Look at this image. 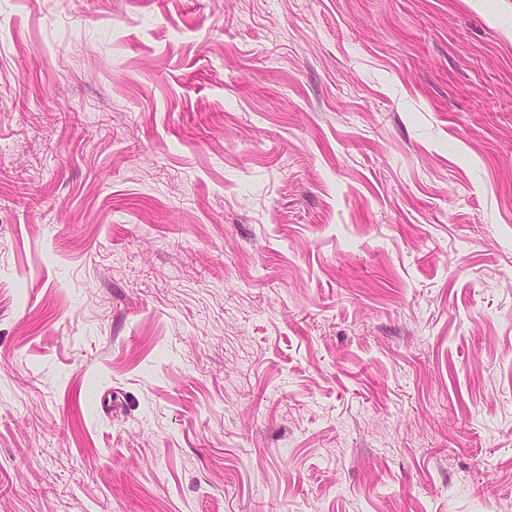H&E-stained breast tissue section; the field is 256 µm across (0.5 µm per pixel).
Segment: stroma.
<instances>
[{"instance_id": "stroma-1", "label": "stroma", "mask_w": 512, "mask_h": 512, "mask_svg": "<svg viewBox=\"0 0 512 512\" xmlns=\"http://www.w3.org/2000/svg\"><path fill=\"white\" fill-rule=\"evenodd\" d=\"M0 512H512V0H0Z\"/></svg>"}]
</instances>
